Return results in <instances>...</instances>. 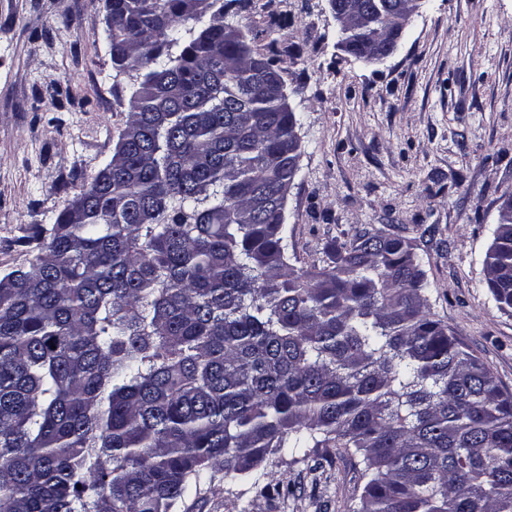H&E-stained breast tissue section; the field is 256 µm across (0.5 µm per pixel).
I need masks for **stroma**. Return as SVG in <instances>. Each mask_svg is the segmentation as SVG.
Segmentation results:
<instances>
[{"label": "stroma", "mask_w": 512, "mask_h": 512, "mask_svg": "<svg viewBox=\"0 0 512 512\" xmlns=\"http://www.w3.org/2000/svg\"><path fill=\"white\" fill-rule=\"evenodd\" d=\"M274 60L301 153L283 235L297 266L357 230L409 239L428 309L512 393V313L483 261L512 195V0H422L395 55L358 60L329 0H251L233 19ZM134 90L111 60L105 0H0V273L29 265L51 226L112 158ZM352 448L208 470L175 512H356Z\"/></svg>", "instance_id": "stroma-1"}]
</instances>
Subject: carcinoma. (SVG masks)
<instances>
[{
	"instance_id": "obj_1",
	"label": "carcinoma",
	"mask_w": 512,
	"mask_h": 512,
	"mask_svg": "<svg viewBox=\"0 0 512 512\" xmlns=\"http://www.w3.org/2000/svg\"><path fill=\"white\" fill-rule=\"evenodd\" d=\"M106 0L134 80L111 160L0 275V512H173L220 466L353 448L357 512H512V394L431 317L412 244L360 230L289 262L297 119L227 16ZM340 27L389 49L414 0ZM484 266L512 312V209Z\"/></svg>"
}]
</instances>
